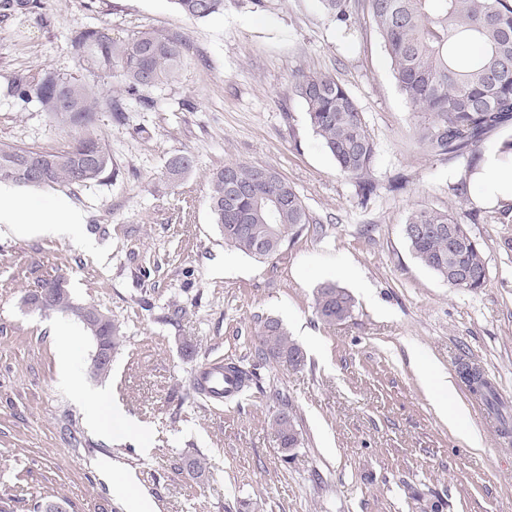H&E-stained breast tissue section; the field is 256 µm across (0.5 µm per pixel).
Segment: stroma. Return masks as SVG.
<instances>
[{"label":"stroma","instance_id":"obj_1","mask_svg":"<svg viewBox=\"0 0 512 512\" xmlns=\"http://www.w3.org/2000/svg\"><path fill=\"white\" fill-rule=\"evenodd\" d=\"M83 25L178 37L186 64L151 90L154 108L130 104L119 121L100 113L114 163L100 181L13 189L42 207L68 198L86 224L80 239L0 232V512H34L50 495L68 512H128L105 475L112 468L133 478L152 512H512V430L459 374L479 368L512 409V212L455 196L466 160L418 147L371 21L342 25L319 0H227L205 20L173 0H30L28 13L0 17V142H70L36 104L6 96L15 71L51 69L118 94L116 78L73 57L69 38ZM315 71L351 92L377 144L368 201L295 94ZM185 151L195 168L163 188L168 159ZM230 161L278 171L319 230L265 260L225 246L207 197L210 174ZM417 206L461 214L484 250V288H450L413 258L402 226ZM60 276L74 303L122 330L107 378L93 376L95 345L75 317L23 303L35 282ZM327 282L355 300L334 325L314 310ZM266 317L301 345L304 366L256 364ZM58 325L72 334L63 346L50 336ZM63 358L84 389L106 392L103 431L87 427L85 405L60 380ZM218 361L255 365L248 391L199 396L200 369ZM431 369L453 380L478 444L437 411L421 379ZM283 400L298 432L286 454L272 428ZM116 404L137 430L114 428Z\"/></svg>","mask_w":512,"mask_h":512}]
</instances>
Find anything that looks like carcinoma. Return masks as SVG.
Masks as SVG:
<instances>
[{
  "instance_id": "carcinoma-1",
  "label": "carcinoma",
  "mask_w": 512,
  "mask_h": 512,
  "mask_svg": "<svg viewBox=\"0 0 512 512\" xmlns=\"http://www.w3.org/2000/svg\"><path fill=\"white\" fill-rule=\"evenodd\" d=\"M193 19L224 13L226 0H174ZM322 7L349 25L359 10L367 12L380 33L393 75L416 122L413 136L427 154L446 158L469 157L486 135L512 123V3L509 0H319ZM472 44L478 55L461 61ZM73 56L95 73L114 75L121 95H99L94 86L54 70L21 71L7 82V93L24 103H37L56 128L72 132L67 147L37 150L0 143V183L23 186H86L112 170V150L97 133V114L117 119L136 102L154 106L146 92L174 81L185 62V44L156 31H135L123 38L106 26L77 28L70 37ZM308 121L332 155L338 171L357 180L363 197L373 191L371 173L377 146L351 93L330 74L303 76L295 87ZM195 166L188 152L167 162L164 186L176 185ZM208 204L224 244L256 259H267L294 241L306 225L317 220L291 183L263 166L228 162L209 178ZM404 238L412 256L448 287L477 291L488 279L480 242L460 214L428 207L412 209L404 223ZM460 239L448 248V229ZM54 291L48 299L25 296L38 310L73 315L93 341L107 336L110 352L119 349L123 335L112 318L93 305L73 302L62 279L35 284ZM355 304L345 289L326 283L317 289L315 310L324 323L334 325L352 315ZM263 359L305 365L306 356L283 324L268 317L260 322ZM482 393L488 407L498 410L495 389L484 374ZM272 425L279 446L298 443L294 416L278 411Z\"/></svg>"
}]
</instances>
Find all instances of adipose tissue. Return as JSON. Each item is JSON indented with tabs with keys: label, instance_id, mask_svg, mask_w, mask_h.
I'll return each instance as SVG.
<instances>
[{
	"label": "adipose tissue",
	"instance_id": "1",
	"mask_svg": "<svg viewBox=\"0 0 512 512\" xmlns=\"http://www.w3.org/2000/svg\"><path fill=\"white\" fill-rule=\"evenodd\" d=\"M469 181L474 204L500 209L512 207V143L501 139L485 149ZM0 224L24 237L77 238L83 232L85 215L65 199L39 207L18 199L9 190L0 189ZM422 381L436 397V407L447 418L449 426L471 444H478L477 435L466 425L463 406L453 402L455 387L447 373L430 370Z\"/></svg>",
	"mask_w": 512,
	"mask_h": 512
}]
</instances>
